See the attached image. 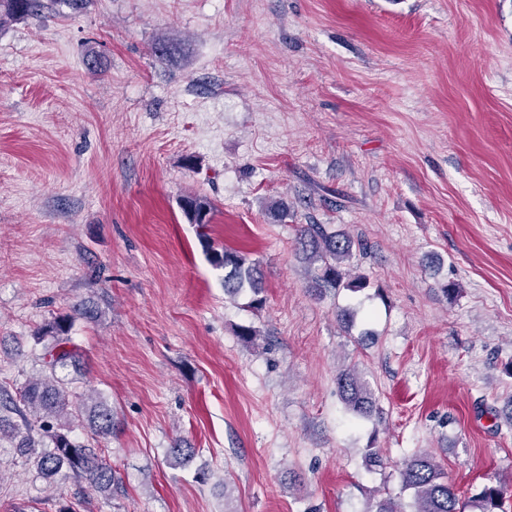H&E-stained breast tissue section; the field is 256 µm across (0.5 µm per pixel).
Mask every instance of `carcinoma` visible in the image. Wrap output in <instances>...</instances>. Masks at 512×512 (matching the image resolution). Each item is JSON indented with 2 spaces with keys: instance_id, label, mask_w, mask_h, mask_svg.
I'll list each match as a JSON object with an SVG mask.
<instances>
[{
  "instance_id": "cac0c4a2",
  "label": "carcinoma",
  "mask_w": 512,
  "mask_h": 512,
  "mask_svg": "<svg viewBox=\"0 0 512 512\" xmlns=\"http://www.w3.org/2000/svg\"><path fill=\"white\" fill-rule=\"evenodd\" d=\"M44 8V0H0V27L37 16ZM183 210L193 224L204 227L211 222L212 207L203 199H185ZM202 243L211 263L224 269L225 294L235 297L247 289L251 292L249 306L262 308L264 283L258 266L249 262L244 253L207 236ZM296 243L298 250L315 265L311 281L318 294L339 288L358 292L369 286L366 276L353 275L344 269L353 256V248H362V244L355 243L349 235L331 231L325 224H304ZM75 316L92 320L97 317V311L82 302L74 309V315L56 317L37 331V339L51 340L43 357L46 370L23 386L17 400L0 392V412L14 411L22 418L21 425L12 426L10 438L18 441L17 448L22 452L40 449L37 468L43 477L52 478L65 472L86 480L98 492L106 493L112 491L115 482L112 465L89 442L71 437L70 423L73 408L79 406L87 413L91 434L96 438L109 436L114 426L112 408L89 394H76L56 376L57 368L74 359L67 345ZM337 385L352 416L372 417L377 410L376 396L356 369L341 370ZM400 477L403 489L411 492L410 509L383 499L370 512H466L468 503L461 499L448 481L447 473L431 454L424 451L414 454L402 466ZM511 490L509 480L484 486L477 497L481 512H503V501Z\"/></svg>"
}]
</instances>
